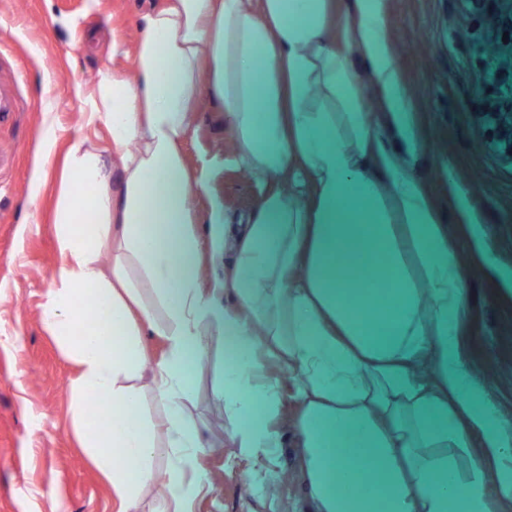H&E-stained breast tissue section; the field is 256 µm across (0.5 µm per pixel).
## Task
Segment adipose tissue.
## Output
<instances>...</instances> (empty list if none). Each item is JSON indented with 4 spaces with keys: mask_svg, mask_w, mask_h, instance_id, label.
Here are the masks:
<instances>
[{
    "mask_svg": "<svg viewBox=\"0 0 512 512\" xmlns=\"http://www.w3.org/2000/svg\"><path fill=\"white\" fill-rule=\"evenodd\" d=\"M331 0H164L141 13L131 71L99 68L74 86L86 126L63 158L53 222L60 263L44 328L78 367L75 433L134 512L154 476L149 378L165 406L174 461L153 512H188L199 432L188 415L208 334L234 358L217 399L241 453L280 445L278 370L297 376L304 476L313 512H489L512 500L476 463L512 455V417L463 360L466 276L448 227L413 165V108L387 49L381 0H354L338 30ZM368 64L406 145L373 133L356 63ZM223 112L235 163L266 191L248 216L212 202L210 243L231 255L221 304L200 286L194 197L182 145L201 102ZM123 173L113 194L112 168ZM113 251L111 266L102 256ZM150 282L146 303L127 266ZM166 343L147 367L143 331Z\"/></svg>",
    "mask_w": 512,
    "mask_h": 512,
    "instance_id": "obj_1",
    "label": "adipose tissue"
}]
</instances>
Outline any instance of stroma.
Wrapping results in <instances>:
<instances>
[{"instance_id":"stroma-1","label":"stroma","mask_w":512,"mask_h":512,"mask_svg":"<svg viewBox=\"0 0 512 512\" xmlns=\"http://www.w3.org/2000/svg\"><path fill=\"white\" fill-rule=\"evenodd\" d=\"M163 0H0V76L21 73L19 109L0 120V512H118L105 476L73 430L70 381L77 374L43 327L41 306L60 257L52 211L61 167L41 166V106L55 115V155L78 135L99 147L104 130L84 126L74 82L99 67L129 70L137 21ZM387 46L417 112L424 151L417 173L447 219L467 270L469 300L458 338L461 355L512 415V165L487 153L473 115L484 103L482 24L454 0H383ZM376 133L401 149L382 97L359 68ZM186 165L208 174L210 200L225 213L249 215L265 189L234 162L224 115L199 110L182 147ZM209 358L196 367L189 417L202 446L188 478L204 489L190 512H311L303 476L296 379L280 380L276 420L283 439L269 461L241 455L224 404L213 393L214 361L229 358L222 337L208 339Z\"/></svg>"}]
</instances>
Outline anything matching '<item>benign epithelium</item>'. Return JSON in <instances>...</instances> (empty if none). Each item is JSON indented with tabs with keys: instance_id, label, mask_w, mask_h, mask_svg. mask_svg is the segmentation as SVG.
<instances>
[{
	"instance_id": "obj_1",
	"label": "benign epithelium",
	"mask_w": 512,
	"mask_h": 512,
	"mask_svg": "<svg viewBox=\"0 0 512 512\" xmlns=\"http://www.w3.org/2000/svg\"><path fill=\"white\" fill-rule=\"evenodd\" d=\"M458 9L478 18L493 54L487 57L488 85L474 122L484 149L512 165V0H456ZM507 41H502L503 33Z\"/></svg>"
}]
</instances>
